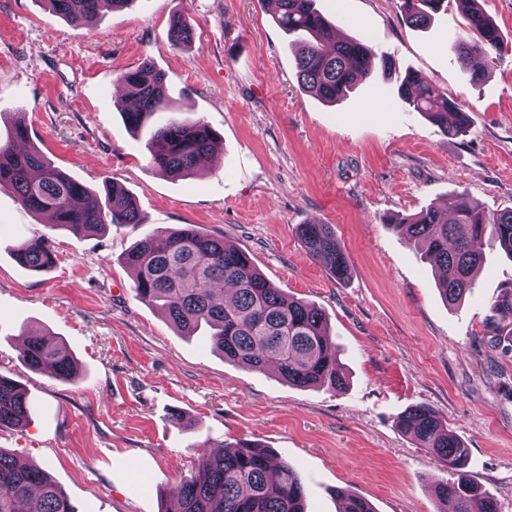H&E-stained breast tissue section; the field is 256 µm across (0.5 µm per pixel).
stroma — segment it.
<instances>
[{
	"instance_id": "1",
	"label": "stroma",
	"mask_w": 512,
	"mask_h": 512,
	"mask_svg": "<svg viewBox=\"0 0 512 512\" xmlns=\"http://www.w3.org/2000/svg\"><path fill=\"white\" fill-rule=\"evenodd\" d=\"M338 36L363 39L396 68L327 103L297 81L296 46L268 0H134L77 27L45 0H0V141L24 119L30 141L94 198L112 181L140 225L98 233L49 229L0 189V375L29 392L30 418L0 429V448L49 472L77 512H165L168 496L220 443L252 440L296 470L307 512H339L337 493L375 512H441L432 492L453 475L399 427L408 407L437 411L469 450L467 475L512 512V338L490 346V306L512 261L484 246L473 290L449 305L432 263L390 226L464 193L485 210L512 206V0H480L497 50L471 85L452 48L457 0L423 29L395 0H316ZM183 16L191 43L171 45ZM151 62L172 111L215 133V158L187 177L148 162L149 131L131 130L118 76ZM473 119L450 139L397 96L405 71ZM335 225L351 263L336 281L295 227ZM192 225L245 251L291 298L319 308L348 384L300 388L227 362L205 333L179 335L138 299L125 253L145 235ZM47 238L56 264L34 274L10 247ZM43 329L78 363L71 379L17 358ZM181 412L190 427L173 423Z\"/></svg>"
}]
</instances>
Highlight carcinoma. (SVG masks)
I'll return each mask as SVG.
<instances>
[{"label": "carcinoma", "mask_w": 512, "mask_h": 512, "mask_svg": "<svg viewBox=\"0 0 512 512\" xmlns=\"http://www.w3.org/2000/svg\"><path fill=\"white\" fill-rule=\"evenodd\" d=\"M76 27L92 23L104 4L114 8L135 0H46ZM315 0H278L274 22L296 37V69L303 91L334 103L353 86L374 76L372 51L361 40L336 39L335 28L315 8ZM412 25L426 24L446 0H396ZM463 13L465 35L454 40L458 60L476 86L483 73L473 59L496 49L498 27L477 7ZM169 38L176 46L193 37L181 18L169 22ZM119 82L134 106L122 110L135 131L159 112L169 110L165 74L148 62L121 74ZM400 99L427 116L444 135H466L472 120L468 111L438 93L429 81L408 72L398 88ZM216 136L201 119L187 121L173 112L155 127L149 139V162L169 176L190 175L198 162L215 151ZM9 188L21 207L49 218L50 228L76 234L103 231L110 225L140 224L133 198L120 186L104 184L103 204L79 205L89 190L30 143L27 126L17 121L10 141L0 144V188ZM407 243L419 247L438 274L444 300L458 303L473 288L474 272L483 262L480 245L488 239L512 258V207L487 211L464 194L448 199V209L430 207L412 217L391 222ZM307 252L341 281L350 276V262L332 224L310 221L296 226ZM16 262L33 273L55 263L45 237L11 248ZM123 263L136 272L137 298L163 308L176 329L192 335L209 330L210 342L224 359L251 371L273 365L277 374L298 387L341 389L346 377L338 371V349L318 308L290 299L264 277L244 251L193 226L140 239ZM494 322L512 328V285L492 304ZM18 360L33 371L59 379L72 377L76 360L49 334L29 331L18 348ZM30 400L16 382L0 376V428L18 427L28 420ZM401 430L420 447L436 453L458 478L434 487L435 497L452 501L455 512H470L474 489L463 476L468 448L433 409L408 408L399 419ZM339 512H374L363 498L344 491ZM38 512H77L47 471L0 448V512H27L32 500ZM305 490L293 467L274 462L273 452L257 442H239L206 459L196 474L183 480L165 512H305Z\"/></svg>", "instance_id": "cac0c4a2"}]
</instances>
